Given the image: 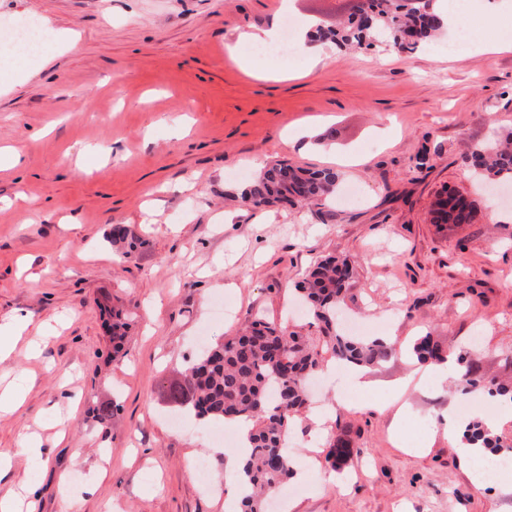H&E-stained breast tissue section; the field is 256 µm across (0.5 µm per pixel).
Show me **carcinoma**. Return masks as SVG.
Here are the masks:
<instances>
[{
    "label": "carcinoma",
    "instance_id": "carcinoma-1",
    "mask_svg": "<svg viewBox=\"0 0 512 512\" xmlns=\"http://www.w3.org/2000/svg\"><path fill=\"white\" fill-rule=\"evenodd\" d=\"M436 0H419L415 9H402L400 0H363L362 9L372 14V23L352 19L338 28H316L311 38L338 48H390L411 51L444 30ZM463 162L478 171L490 192L508 179L512 181V129L465 153ZM342 180L334 169L310 170L280 161L265 166L241 186L240 201L251 207H271L287 202L305 206L333 196ZM435 224H471L474 206L464 196L443 191L432 204ZM112 244L132 252L142 242L120 225L112 226ZM353 277L351 259L327 257L319 261L300 284L309 302L310 323L321 329L318 343L307 336L285 332L273 320L257 318L241 333L230 337L191 362L182 379L171 385L172 397L186 402L199 419L239 420L251 424L249 454L244 468V495L240 512H266L265 500L293 474L286 450L289 430L307 406L309 378L322 367L329 353L351 367L381 363L396 348L380 338L351 336L336 325V309L346 297ZM419 361L435 365L444 360L441 349L426 335L413 346ZM462 368L463 391L480 389L490 397L512 400V383L489 380L476 374L467 357L457 355ZM464 440L482 447L490 444L487 431L478 421L469 422ZM353 452L351 441L336 436L327 451L335 469L345 465Z\"/></svg>",
    "mask_w": 512,
    "mask_h": 512
}]
</instances>
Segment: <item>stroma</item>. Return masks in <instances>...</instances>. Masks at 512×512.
Returning a JSON list of instances; mask_svg holds the SVG:
<instances>
[{"instance_id":"stroma-1","label":"stroma","mask_w":512,"mask_h":512,"mask_svg":"<svg viewBox=\"0 0 512 512\" xmlns=\"http://www.w3.org/2000/svg\"><path fill=\"white\" fill-rule=\"evenodd\" d=\"M498 2L503 21L485 24L469 54L448 52L444 35L411 52L337 49L289 79L295 54L270 58L284 73L274 80L244 74L229 47L239 30L281 24L279 0H0V25L31 19L51 35L23 68H0V146L25 157L0 172V325L21 315L49 335L37 353L21 340L0 361V389L24 397L0 412V451L15 455L0 493L33 483L38 512H226L235 488L218 424L197 420L170 386L201 346L255 314L319 336L296 286L333 255L355 267L347 320L399 351L367 368V394L325 362L313 411L290 433L285 512H512V482L475 488L444 427L465 406L469 419H499L490 434L510 444L511 403L462 392L452 375L408 388L403 411L389 404L416 367L408 346L426 333L475 348L485 378L512 377V210L461 161L512 128V48L482 50L512 39V0ZM349 153L368 159L341 169L362 194L355 205L224 202L253 160L321 169ZM446 189L474 202V223H432ZM116 224L144 247L124 255ZM116 312L128 322L117 354ZM113 399L99 422L93 407ZM340 433L354 446L341 485L325 460ZM32 434L38 460L18 453ZM192 455L223 494L188 475Z\"/></svg>"}]
</instances>
